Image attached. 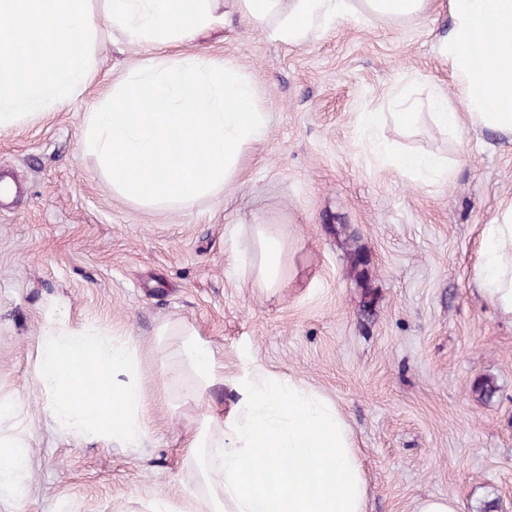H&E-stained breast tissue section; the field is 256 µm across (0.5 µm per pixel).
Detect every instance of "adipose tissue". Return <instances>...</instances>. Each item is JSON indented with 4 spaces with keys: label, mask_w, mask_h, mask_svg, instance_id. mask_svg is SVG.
I'll use <instances>...</instances> for the list:
<instances>
[{
    "label": "adipose tissue",
    "mask_w": 512,
    "mask_h": 512,
    "mask_svg": "<svg viewBox=\"0 0 512 512\" xmlns=\"http://www.w3.org/2000/svg\"><path fill=\"white\" fill-rule=\"evenodd\" d=\"M113 27L132 43L158 45L191 39L216 19L218 0H107ZM255 25H272L276 39L301 44L358 11L394 20L422 17L428 0H236ZM453 24L443 51L456 78L465 112L445 97L432 103L442 129L461 123L512 136V0H448ZM500 46L485 74L473 68L480 33ZM256 254H239L255 286L280 287L283 244L264 225L254 227ZM497 313L512 321V205L485 225L477 278ZM159 353L167 389L199 401L224 385V366L196 330L185 323L159 327ZM233 403L209 410L183 445L193 489L187 512H366L367 486L352 432L337 406L293 377L254 368L235 380ZM29 445L23 435L0 436V505L25 494ZM281 475L276 491L263 481Z\"/></svg>",
    "instance_id": "obj_1"
}]
</instances>
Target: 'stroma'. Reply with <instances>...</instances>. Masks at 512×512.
Instances as JSON below:
<instances>
[{"instance_id": "obj_1", "label": "stroma", "mask_w": 512, "mask_h": 512, "mask_svg": "<svg viewBox=\"0 0 512 512\" xmlns=\"http://www.w3.org/2000/svg\"><path fill=\"white\" fill-rule=\"evenodd\" d=\"M97 18L96 67L82 93L0 131V399L20 404L0 429L30 443L15 512H151L182 507V447L224 387L200 402L166 390L158 327L183 321L243 377L253 366L293 377L334 403L350 426L367 484L366 512H414L418 499L460 512H512V323L477 289L484 224L512 202V139L432 122L378 135L364 112L405 99L430 112L446 95L463 110L440 47L452 18L430 0L411 21L358 15L301 45L253 25L236 0L191 41L129 44ZM182 53L227 61L253 82L269 126L219 194L173 207L123 198L84 145L86 113L133 68ZM395 149L448 159L447 179L418 181L378 159ZM284 245L286 280L254 287L233 251L255 250L253 227ZM364 253L354 271L348 244ZM133 339L149 437L140 448L86 442L50 427L33 369L49 325ZM489 380L491 398L475 390Z\"/></svg>"}]
</instances>
